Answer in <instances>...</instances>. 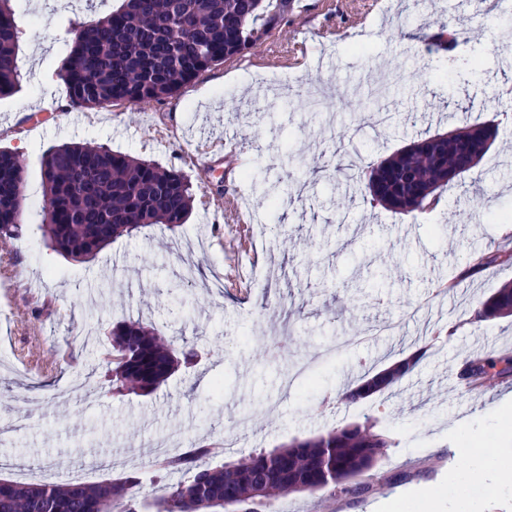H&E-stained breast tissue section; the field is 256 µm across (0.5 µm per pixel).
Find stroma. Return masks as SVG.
<instances>
[{"label":"stroma","instance_id":"1","mask_svg":"<svg viewBox=\"0 0 512 512\" xmlns=\"http://www.w3.org/2000/svg\"><path fill=\"white\" fill-rule=\"evenodd\" d=\"M122 2L94 0L88 12L65 0H12L21 79L0 99V149L26 167L27 204L18 237L0 249V473L15 478L52 466L93 468L96 482L135 475L137 512H156L169 487L192 479L162 469L151 451L171 430L206 445L235 430L236 447L209 459L213 467L370 420L393 444L367 488L285 495L272 512H383L393 499L415 501L440 489L446 512H457L463 491L451 482L471 467L457 450V423L467 421L492 457L500 431L512 426V409L486 410L512 400V373L476 394L457 379L465 355H512V317L474 318L481 300L512 281V224L486 219L512 213V110L483 106L505 87L501 71L512 54L499 34L512 26V14L480 11L477 0H386L384 13L369 16L371 0H305L304 13L289 20L263 60L216 66L183 95L133 116L122 105L69 109L58 72L75 33ZM439 18L463 30L454 54L480 58L479 72L449 69L441 53L422 51L421 37ZM316 30L322 36L309 46L315 65H294L296 42ZM323 82L335 102L320 123L343 137L348 180L308 175L269 209L254 185L282 176L279 147L309 161L328 147L322 133L302 131L304 91ZM378 82L381 113L353 111ZM275 83L288 104L273 111ZM443 95L462 109L439 111ZM231 98L244 108L234 120L224 112ZM492 118L500 135L473 175L479 199L452 188L437 210L403 218L364 201L357 168L424 134ZM63 143L105 145L183 171L195 193L186 224L119 237L91 260L56 253L41 230V164ZM211 149L238 158L235 193L246 203L245 223L225 222L224 182L196 161ZM480 252L501 260L467 273L470 255ZM189 263L198 269L192 282L180 275ZM137 319L204 354L152 393L115 395L112 329ZM389 322L395 333L379 334ZM367 331L376 334L371 343L348 346L316 365L311 380L286 385L292 362ZM423 346L426 358L391 390L312 409L314 398Z\"/></svg>","mask_w":512,"mask_h":512}]
</instances>
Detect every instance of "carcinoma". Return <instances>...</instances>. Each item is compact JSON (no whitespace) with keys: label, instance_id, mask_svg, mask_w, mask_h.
I'll use <instances>...</instances> for the list:
<instances>
[{"label":"carcinoma","instance_id":"carcinoma-1","mask_svg":"<svg viewBox=\"0 0 512 512\" xmlns=\"http://www.w3.org/2000/svg\"><path fill=\"white\" fill-rule=\"evenodd\" d=\"M12 0H0V98L17 89L19 27ZM292 0H124L122 7L84 23L60 71L74 109L122 103L134 111L177 96L213 67L255 52L288 24ZM461 33L448 23L427 35L426 50L446 49ZM492 119L435 133L370 165L364 179L370 203L399 215L432 212L442 193L468 177L496 140ZM46 213L43 229L51 248L63 255L94 258L112 240L151 224L169 230L185 224L193 202L192 184L175 169L114 152L99 145L65 144L43 160ZM25 167L15 153L0 150V239L17 236L26 197ZM287 189L267 182L262 196L271 207ZM512 316V282L503 284L475 310L478 320ZM115 393H151L178 366L194 363L197 351L173 347L158 330L139 320L112 330ZM512 371V356L477 357L464 363L461 383L472 390L497 364ZM413 365H391L363 381L372 393L394 387ZM389 437L370 421L332 430L270 452L252 454L228 466H203L215 452L208 445L166 457L170 470H194L192 480L157 502V512H230L250 502L267 506L277 497L330 488L348 494L354 479L385 456ZM140 487L135 475L98 483L34 484L0 478V512H112Z\"/></svg>","mask_w":512,"mask_h":512}]
</instances>
